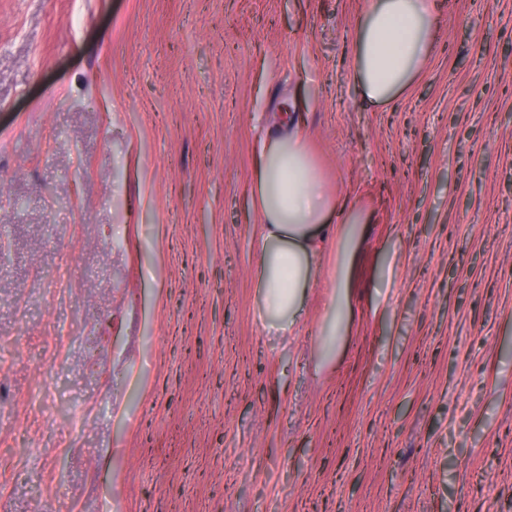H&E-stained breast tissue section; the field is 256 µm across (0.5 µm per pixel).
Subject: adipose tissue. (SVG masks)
Instances as JSON below:
<instances>
[{"label":"adipose tissue","mask_w":512,"mask_h":512,"mask_svg":"<svg viewBox=\"0 0 512 512\" xmlns=\"http://www.w3.org/2000/svg\"><path fill=\"white\" fill-rule=\"evenodd\" d=\"M437 0H373L355 39L354 73L365 95L385 103L406 86L429 54ZM255 203L264 218L254 277L275 313L297 314V296L339 206L316 174L300 132L263 143L255 166Z\"/></svg>","instance_id":"1"}]
</instances>
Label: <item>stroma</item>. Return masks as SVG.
I'll list each match as a JSON object with an SVG mask.
<instances>
[{
	"label": "stroma",
	"mask_w": 512,
	"mask_h": 512,
	"mask_svg": "<svg viewBox=\"0 0 512 512\" xmlns=\"http://www.w3.org/2000/svg\"><path fill=\"white\" fill-rule=\"evenodd\" d=\"M0 0V512H512V0ZM302 118L358 228L289 327L254 162ZM437 0H374L355 39L354 73L365 95L385 103L406 86L429 54Z\"/></svg>",
	"instance_id": "35a3bbf8"
}]
</instances>
